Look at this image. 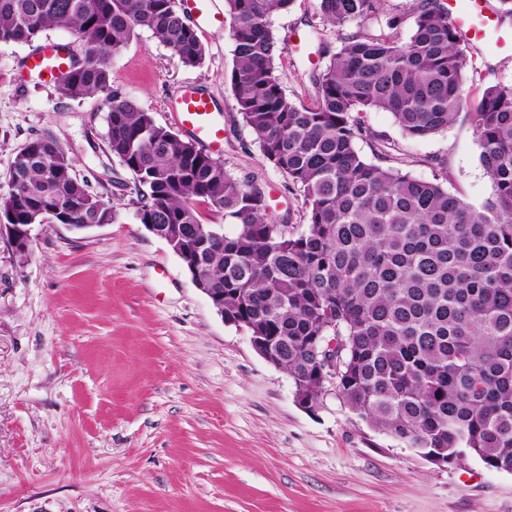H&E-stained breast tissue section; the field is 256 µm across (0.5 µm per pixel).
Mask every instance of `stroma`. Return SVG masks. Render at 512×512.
Masks as SVG:
<instances>
[{"label": "stroma", "mask_w": 512, "mask_h": 512, "mask_svg": "<svg viewBox=\"0 0 512 512\" xmlns=\"http://www.w3.org/2000/svg\"><path fill=\"white\" fill-rule=\"evenodd\" d=\"M501 24L504 47L468 52L470 103L512 81V16ZM272 30L283 90L310 106L315 76L360 26L323 24L317 0H293ZM295 31L309 56L291 52ZM198 35L206 56L192 67L138 31L112 58L114 84L168 127L179 87L209 93L224 112L225 169L265 189L268 223L304 225L302 196L238 111L227 27ZM28 50L0 44V195L17 152L48 136L120 218L85 230L34 225L25 255L0 236V512H512V473L474 457L433 464L332 393L317 411L301 408L288 375L137 219L133 177L107 147L104 96L72 101L23 78ZM360 119L367 161L426 181L444 175V188L476 207L491 197L467 114L423 139L382 110Z\"/></svg>", "instance_id": "obj_1"}]
</instances>
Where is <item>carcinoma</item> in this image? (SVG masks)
Masks as SVG:
<instances>
[{
  "label": "carcinoma",
  "instance_id": "cac0c4a2",
  "mask_svg": "<svg viewBox=\"0 0 512 512\" xmlns=\"http://www.w3.org/2000/svg\"><path fill=\"white\" fill-rule=\"evenodd\" d=\"M239 113L263 156L306 208V229L279 234L262 189L244 185L191 140L156 122L112 82V57L139 29L187 66L205 47L175 0H0V43L29 44L53 26L91 33L84 63L55 83L81 101L104 94L107 144L133 175L142 224H194L211 237L202 272L224 295V319L275 339L280 369L319 398L320 336H340L336 395L369 428L403 448L456 465L471 456L512 463V83L487 87L472 113L494 192L481 208L399 169L367 161L357 113L390 112L425 138L468 108L466 45L439 0H419L412 34L343 39L299 106L276 74L271 17L293 0H225ZM386 0H318L333 27L379 21ZM0 197L11 224L60 210L65 224H112L117 208L79 180L50 137L16 155ZM237 225L226 236L200 208Z\"/></svg>",
  "mask_w": 512,
  "mask_h": 512
}]
</instances>
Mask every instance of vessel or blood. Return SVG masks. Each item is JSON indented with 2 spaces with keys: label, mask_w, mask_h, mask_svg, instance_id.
Listing matches in <instances>:
<instances>
[{
  "label": "vessel or blood",
  "mask_w": 512,
  "mask_h": 512,
  "mask_svg": "<svg viewBox=\"0 0 512 512\" xmlns=\"http://www.w3.org/2000/svg\"><path fill=\"white\" fill-rule=\"evenodd\" d=\"M445 8L464 41L475 47L485 44L499 25L498 17L488 8V0H446ZM70 54L66 45L47 42L29 53L21 70L42 82L52 83L67 71ZM169 110L174 120L202 147L214 153L222 151L224 116L209 94L193 86L185 87Z\"/></svg>",
  "instance_id": "1"
}]
</instances>
